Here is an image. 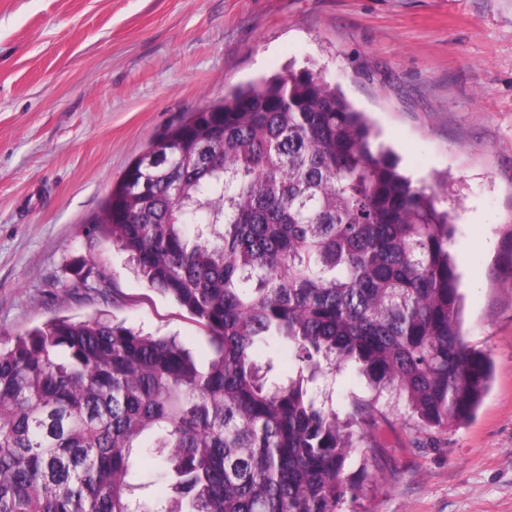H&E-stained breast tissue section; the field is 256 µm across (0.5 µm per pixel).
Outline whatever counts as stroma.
Listing matches in <instances>:
<instances>
[{"instance_id":"stroma-1","label":"stroma","mask_w":512,"mask_h":512,"mask_svg":"<svg viewBox=\"0 0 512 512\" xmlns=\"http://www.w3.org/2000/svg\"><path fill=\"white\" fill-rule=\"evenodd\" d=\"M290 66L336 83L414 185H438L463 329L494 364L447 432L382 394L356 510L512 512V0H0V339L103 314L204 357L202 327L94 221L186 113ZM92 266L107 295L79 289Z\"/></svg>"}]
</instances>
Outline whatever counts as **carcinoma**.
Instances as JSON below:
<instances>
[{
	"label": "carcinoma",
	"instance_id": "1",
	"mask_svg": "<svg viewBox=\"0 0 512 512\" xmlns=\"http://www.w3.org/2000/svg\"><path fill=\"white\" fill-rule=\"evenodd\" d=\"M96 231L203 328L53 318L0 350V512H343L388 391L420 429L474 417L490 354L462 331L454 219L364 112L309 70L172 126ZM79 287L104 293L89 268ZM376 394L341 415L327 381Z\"/></svg>",
	"mask_w": 512,
	"mask_h": 512
}]
</instances>
